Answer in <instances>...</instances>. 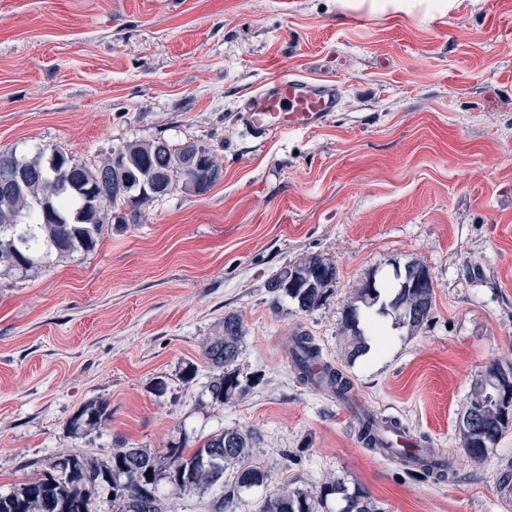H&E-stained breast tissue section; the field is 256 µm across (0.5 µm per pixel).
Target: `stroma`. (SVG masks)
I'll use <instances>...</instances> for the list:
<instances>
[{"label": "stroma", "instance_id": "1", "mask_svg": "<svg viewBox=\"0 0 512 512\" xmlns=\"http://www.w3.org/2000/svg\"><path fill=\"white\" fill-rule=\"evenodd\" d=\"M282 73L340 78L342 104L320 128L256 140L237 112ZM156 138L207 140L221 181L148 205L93 253L0 277V491L68 453H161L236 428L254 433L273 489L334 476L381 512H504L512 429L474 463L457 423L473 380L512 366V0H457L446 16L339 0H0V151L58 145L83 161ZM310 254L337 268L329 297L309 313L273 306L268 281ZM411 260L433 278L429 321L348 367L352 401L302 384L292 333L344 361L345 304ZM229 313L243 322L237 365L258 382L201 410V343ZM98 399L107 428L70 434ZM361 409L427 436L457 479L364 448Z\"/></svg>", "mask_w": 512, "mask_h": 512}]
</instances>
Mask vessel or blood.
<instances>
[{"instance_id": "1", "label": "vessel or blood", "mask_w": 512, "mask_h": 512, "mask_svg": "<svg viewBox=\"0 0 512 512\" xmlns=\"http://www.w3.org/2000/svg\"><path fill=\"white\" fill-rule=\"evenodd\" d=\"M341 100L336 80L282 74L251 95L238 116L254 138L262 139L285 130L319 128Z\"/></svg>"}]
</instances>
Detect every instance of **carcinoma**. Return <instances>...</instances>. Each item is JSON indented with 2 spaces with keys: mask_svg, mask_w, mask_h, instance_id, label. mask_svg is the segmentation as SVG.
I'll use <instances>...</instances> for the list:
<instances>
[{
  "mask_svg": "<svg viewBox=\"0 0 512 512\" xmlns=\"http://www.w3.org/2000/svg\"><path fill=\"white\" fill-rule=\"evenodd\" d=\"M125 172L121 194L101 202L98 190L112 180L113 154L90 164L79 161L64 148L42 147L29 155L0 152V162H14L13 187L0 191V276L22 277L53 260L88 255L97 250L112 225L138 224L142 209L179 190L203 195L222 178L224 166L213 145L189 140L173 145L165 139L131 141L119 147ZM398 284L358 288L344 308L342 333L346 360L354 362L371 349L384 351L389 335L379 317L394 315V327L411 336L430 318L434 303L433 281L423 264L412 262L396 271ZM337 280L336 265L318 255L305 256L274 275L267 288L274 302L287 299L299 311L310 313L328 297ZM243 326L234 313L224 316L220 328L202 343V354L213 374L205 385L206 399L199 407H222L242 396L255 384L241 375L236 362L241 352ZM289 356L298 379L314 389L348 397L351 379L339 367L322 360V348L304 330L294 332ZM494 376L486 368L472 382L467 406L481 409L480 421L463 430L461 447L480 463L485 448L496 445L512 426V415L503 411L489 394L487 381ZM112 420L106 399L84 404L68 421L74 436H84ZM396 420L367 414L358 435L371 449L385 448L382 431L398 429ZM253 433L227 428L211 435L202 446L189 448L186 440L171 441L159 455L147 448H116L104 460L65 454L40 478L0 492V512H91L92 496L114 495L118 512H165L161 500L186 492L220 489L212 512H236L245 493H262L260 512H379L363 489H348L339 479L325 481L316 491L268 489V474L257 463ZM152 475H146L147 471ZM232 472L233 479L224 481ZM344 502L338 510L332 497Z\"/></svg>",
  "mask_w": 512,
  "mask_h": 512,
  "instance_id": "obj_1",
  "label": "carcinoma"
}]
</instances>
